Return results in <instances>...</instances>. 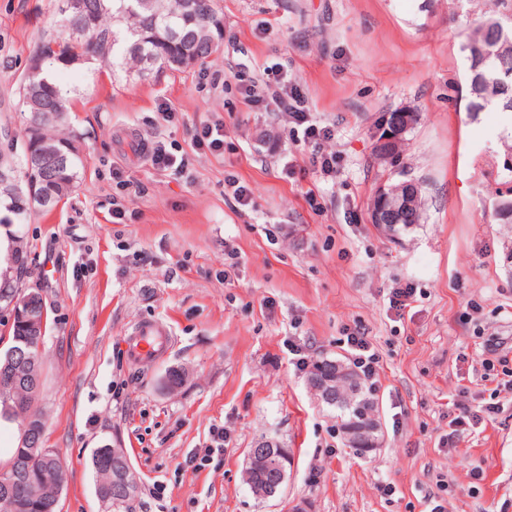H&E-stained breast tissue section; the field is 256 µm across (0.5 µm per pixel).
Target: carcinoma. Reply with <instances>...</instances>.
Returning <instances> with one entry per match:
<instances>
[{
    "label": "carcinoma",
    "mask_w": 512,
    "mask_h": 512,
    "mask_svg": "<svg viewBox=\"0 0 512 512\" xmlns=\"http://www.w3.org/2000/svg\"><path fill=\"white\" fill-rule=\"evenodd\" d=\"M217 0H59L68 5L60 15L57 28L44 32L35 54L45 60L41 74L36 78L39 88L30 87L29 79L19 86V98L24 108L25 123L40 120L41 138L59 146L62 156L50 155L42 159L44 178L36 192L49 199V205L21 209L14 199L0 193V207L8 213L0 217V224L23 223L27 216L38 210L49 212L67 196L78 177L79 156L74 141L56 134L64 125L68 114L67 92L51 75L57 63L79 57L89 60L100 58L120 67L135 70L144 76L153 68L181 72L203 63L215 52L223 38V17L217 9ZM512 0H496V12L480 21L468 34L463 45L466 56L475 49L483 51L485 58L481 70L485 79L477 81L466 75V105L468 112H482L498 107L497 99L486 90V82L503 71L512 73ZM34 154L32 144L21 153H0V168L26 169L28 156ZM17 275L8 288L0 287V306L8 308L10 296L19 289L21 279L28 273L25 256L16 258ZM35 391L29 386L12 388L0 386V414L13 420L24 415L27 428L23 429L21 446L16 448L8 473H18L36 485L37 493L19 497L8 512H56L52 508L63 478L42 479L41 467L33 459L29 447V434L43 432L40 414L33 409ZM323 403L339 411L341 428L349 447L366 453L378 441V425L370 415L378 411L373 394L361 381L352 389L342 391L339 399H325ZM125 461L112 457V447L104 445L94 451L91 466L96 475V493H112V478ZM273 470L257 466L245 469V480L250 487H259L271 480Z\"/></svg>",
    "instance_id": "1"
}]
</instances>
